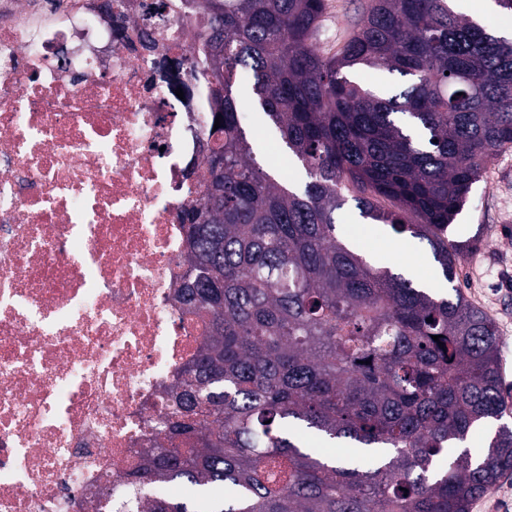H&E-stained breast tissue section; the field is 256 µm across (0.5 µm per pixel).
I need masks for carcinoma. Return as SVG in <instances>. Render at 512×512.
<instances>
[{"instance_id": "1", "label": "carcinoma", "mask_w": 512, "mask_h": 512, "mask_svg": "<svg viewBox=\"0 0 512 512\" xmlns=\"http://www.w3.org/2000/svg\"><path fill=\"white\" fill-rule=\"evenodd\" d=\"M450 2L368 0L324 57L325 0H195L208 37L191 68L217 79L224 143L185 215L179 298L209 331L166 393L158 448L124 476L119 512H470L512 472L507 424L481 460L444 459L507 414L495 322L460 288L435 297L336 234L352 202L425 241L455 279L463 246L448 226L512 148V38ZM364 67L404 89L360 86ZM241 73L303 188L258 162L238 122Z\"/></svg>"}]
</instances>
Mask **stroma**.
Returning a JSON list of instances; mask_svg holds the SVG:
<instances>
[{
  "instance_id": "1",
  "label": "stroma",
  "mask_w": 512,
  "mask_h": 512,
  "mask_svg": "<svg viewBox=\"0 0 512 512\" xmlns=\"http://www.w3.org/2000/svg\"><path fill=\"white\" fill-rule=\"evenodd\" d=\"M366 2L326 0L315 49L333 54ZM336 227L378 266L404 271L417 284L444 279L426 242L395 239L389 226L362 218L354 204L337 211ZM448 238L465 246L457 284L472 304L494 319L504 381L512 386V150L500 153L474 184L467 204L448 227Z\"/></svg>"
}]
</instances>
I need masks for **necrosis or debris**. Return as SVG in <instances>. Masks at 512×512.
<instances>
[{
	"label": "necrosis or debris",
	"mask_w": 512,
	"mask_h": 512,
	"mask_svg": "<svg viewBox=\"0 0 512 512\" xmlns=\"http://www.w3.org/2000/svg\"><path fill=\"white\" fill-rule=\"evenodd\" d=\"M0 0V512H89L207 334L176 293L209 103L188 0Z\"/></svg>",
	"instance_id": "1"
}]
</instances>
